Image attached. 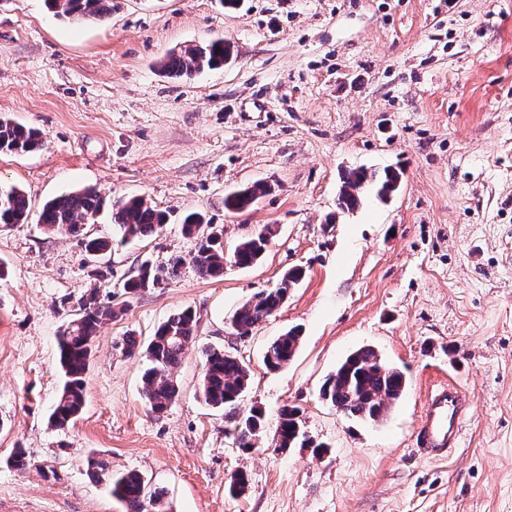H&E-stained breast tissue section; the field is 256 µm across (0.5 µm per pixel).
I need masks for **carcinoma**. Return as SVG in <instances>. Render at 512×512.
Listing matches in <instances>:
<instances>
[{
  "label": "carcinoma",
  "instance_id": "obj_1",
  "mask_svg": "<svg viewBox=\"0 0 512 512\" xmlns=\"http://www.w3.org/2000/svg\"><path fill=\"white\" fill-rule=\"evenodd\" d=\"M47 9L58 17L77 23H102L112 11V0H44ZM229 52L228 43L217 39L205 46L188 48L170 55L162 64L171 76L190 75L205 67L224 64ZM42 143L41 133L34 129L0 118V152H28ZM401 173L398 171L356 168L343 176V185L337 198V207L353 212L363 201L364 190L376 189L377 196L385 200L397 191ZM267 191L257 183L224 199V208L244 211L252 207ZM104 206V200L94 188H84L47 201L41 210L38 224L51 232L81 234L85 221L93 218ZM112 224L120 241L151 237L169 221V215L139 197L118 198L111 204ZM30 208L25 192L15 186L0 187V224H25ZM182 233L195 240L192 264L198 274L211 279L224 275L227 258L237 267L249 268L257 264L274 234L271 227L261 228L253 236L238 243L229 255H224V230L208 224L200 213L183 218ZM85 249L96 254L99 262L112 254L114 243L104 238L85 240ZM183 258L174 256L162 267L142 265L136 274L126 279L122 288L132 299L151 288L178 276ZM302 279V271H286L276 288L260 292L242 304L233 314L231 328L238 337H246L262 322L268 320L286 301L288 292ZM117 315L112 302L100 299L99 288L94 287L80 298L78 311L67 323L58 340V364L66 381L59 394L51 422L58 429L67 428L83 411L86 401L84 374L88 367L92 345L100 324ZM196 313L184 309L170 315L160 323L147 344H141L133 334L123 339L122 347L128 354H141L149 362L144 371L143 396L149 410L164 413L175 401L179 389L172 371L180 364L186 348L197 336ZM300 332L292 328L275 337L266 347L263 364L274 371L293 359L300 343ZM204 372L199 385L203 402L224 411V419L232 426L239 447L250 450L264 428V414L252 409L240 414L239 400L249 388V367L236 355L222 348L210 347L204 351ZM407 390L406 375L389 365L372 346H362L351 352L323 381L319 394L327 404L344 411V416L365 423H378L385 419L391 405L398 403ZM277 432L281 448H303L308 439L302 429L299 411L285 407L280 413ZM87 472L95 482H106L112 495L120 500L126 512H165L163 492L151 489L144 476L129 472L112 477L108 462L103 459L87 460Z\"/></svg>",
  "mask_w": 512,
  "mask_h": 512
}]
</instances>
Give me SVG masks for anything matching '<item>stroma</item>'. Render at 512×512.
Returning a JSON list of instances; mask_svg holds the SVG:
<instances>
[{
  "instance_id": "35a3bbf8",
  "label": "stroma",
  "mask_w": 512,
  "mask_h": 512,
  "mask_svg": "<svg viewBox=\"0 0 512 512\" xmlns=\"http://www.w3.org/2000/svg\"><path fill=\"white\" fill-rule=\"evenodd\" d=\"M220 38L223 67L162 71L169 54ZM0 118L42 133L33 151L0 153V186L21 188L32 214L87 186L170 212L159 234L115 248L102 298L121 303L118 283L142 262L184 259L99 327L86 407L59 430L57 338L90 286L88 256L37 222L0 225V512H125L87 477L90 457L141 473L167 512H512V0H112L101 24L0 0ZM359 167L401 170V186L341 212L342 177ZM257 182L269 190L250 209H225ZM194 211L223 225L229 248L270 226L262 260L200 277L179 227ZM293 267L305 276L283 306L233 337V312ZM185 308L198 333L158 416L142 395L147 361L121 342ZM294 327L293 360L267 371V343ZM367 344L409 380L375 425L319 395ZM206 346L251 369L240 411L267 419L252 450L198 397ZM450 376L472 409L439 461L414 435L427 392ZM286 406L322 454L275 449ZM16 448L22 472L6 463ZM240 473L247 488L230 494Z\"/></svg>"
}]
</instances>
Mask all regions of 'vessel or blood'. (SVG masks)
I'll return each mask as SVG.
<instances>
[{
	"label": "vessel or blood",
	"mask_w": 512,
	"mask_h": 512,
	"mask_svg": "<svg viewBox=\"0 0 512 512\" xmlns=\"http://www.w3.org/2000/svg\"><path fill=\"white\" fill-rule=\"evenodd\" d=\"M469 405L467 393L457 384L446 383L430 392L417 433V445L428 457L447 458L458 446Z\"/></svg>",
	"instance_id": "b4317fda"
}]
</instances>
